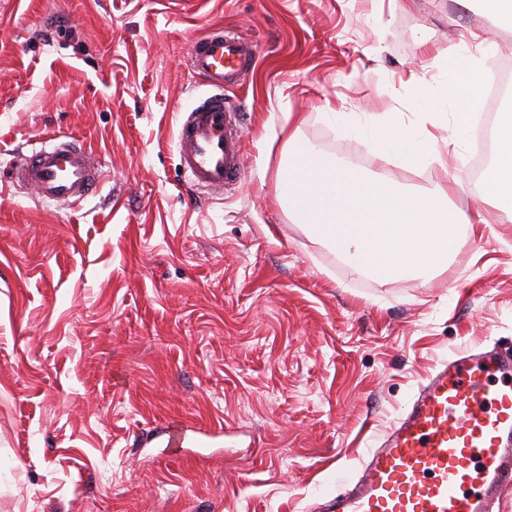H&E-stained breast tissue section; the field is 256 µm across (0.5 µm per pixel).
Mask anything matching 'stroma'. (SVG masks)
<instances>
[{
	"label": "stroma",
	"mask_w": 512,
	"mask_h": 512,
	"mask_svg": "<svg viewBox=\"0 0 512 512\" xmlns=\"http://www.w3.org/2000/svg\"><path fill=\"white\" fill-rule=\"evenodd\" d=\"M480 0H0V174L35 139L106 171L65 206L0 184V512H320L453 352L512 347V223L475 211L472 139L425 171L331 110L395 125L412 82L472 35L512 56ZM221 24L257 50L239 188L179 171L184 67ZM327 155L481 214L447 271L380 279L289 218V116ZM209 435L171 454L168 421Z\"/></svg>",
	"instance_id": "obj_1"
}]
</instances>
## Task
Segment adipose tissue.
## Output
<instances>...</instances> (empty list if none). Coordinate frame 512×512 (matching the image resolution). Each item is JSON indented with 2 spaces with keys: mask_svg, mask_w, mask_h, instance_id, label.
I'll use <instances>...</instances> for the list:
<instances>
[{
  "mask_svg": "<svg viewBox=\"0 0 512 512\" xmlns=\"http://www.w3.org/2000/svg\"><path fill=\"white\" fill-rule=\"evenodd\" d=\"M472 86L457 79L438 87L414 84V96L430 114L413 128L389 124L363 132L384 152L418 168L440 156L441 146L457 147L469 130V114L449 113L451 102H464ZM297 120H289L287 144L293 147L288 173L279 182L297 215L344 257L359 262L379 278L431 274L446 268L461 235L460 215L446 205L447 190L403 191L380 174L350 162H338L314 144L301 143ZM496 203L512 216V113L497 118L496 159L475 198Z\"/></svg>",
  "mask_w": 512,
  "mask_h": 512,
  "instance_id": "ef3b65f1",
  "label": "adipose tissue"
}]
</instances>
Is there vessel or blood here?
<instances>
[{
  "label": "vessel or blood",
  "instance_id": "vessel-or-blood-1",
  "mask_svg": "<svg viewBox=\"0 0 512 512\" xmlns=\"http://www.w3.org/2000/svg\"><path fill=\"white\" fill-rule=\"evenodd\" d=\"M256 49L215 27L187 52L193 76L213 90L178 127L180 166L197 187L221 192L241 180L244 136L239 107L224 97L253 66ZM103 178L100 161L79 139L32 147L9 172L11 186L75 205ZM512 484V353L463 355L437 368L357 479L324 504L325 512H494Z\"/></svg>",
  "mask_w": 512,
  "mask_h": 512
}]
</instances>
